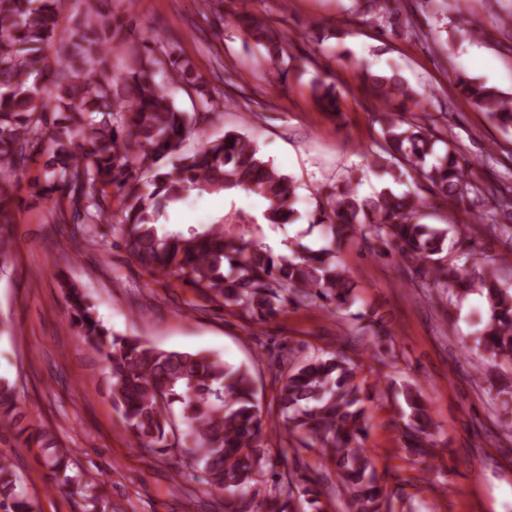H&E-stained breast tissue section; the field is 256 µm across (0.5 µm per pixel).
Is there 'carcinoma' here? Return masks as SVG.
<instances>
[{
  "mask_svg": "<svg viewBox=\"0 0 512 512\" xmlns=\"http://www.w3.org/2000/svg\"><path fill=\"white\" fill-rule=\"evenodd\" d=\"M63 0H0V272L12 257L16 173L35 156H47L44 179L28 185L31 195L52 200L59 235L74 249L98 244L97 228L108 223L128 254L148 273L171 274L203 299L257 322L286 306L319 302L331 315L357 302L355 285L339 257L341 247L373 242L375 254L394 263L397 275L429 302L446 311L462 294L477 292L488 317L476 331L474 349L489 355L505 371L496 388L500 405L512 410V266L477 250L482 238L512 237V187L486 185L479 175L483 160H470L440 138L430 118L384 112L383 153H372L370 168L403 184L406 173L427 181L433 192L463 205L472 214L461 224L439 228L420 222L425 200L407 189L384 186L373 197L358 193L348 176L321 192L325 244H298L275 254L260 246L224 240V223L188 233L161 232L158 219L169 202L192 190L224 192L241 188L265 202L264 224H291L299 213L294 181L266 159L253 137L227 131L206 137L199 150L181 154L185 138L204 120L176 107L169 85L195 90L201 108L214 114L223 100L192 63L174 54L157 35L144 40L135 64L109 73L105 62L116 46L105 37L110 15L88 5L82 20L57 41ZM366 13L378 23L399 22V0H366ZM235 26L264 50L260 66L271 85L292 71L290 40L245 8ZM379 102L412 101L416 89L393 69L361 73ZM455 88L512 133V94L464 74L453 75ZM321 111L341 115V94L326 78L311 81ZM124 199L118 223H112L109 192ZM71 324L78 339L108 363L112 406L128 432L146 450L175 449L186 462L202 467L210 489L222 493L230 512H320L309 485L294 480L285 452L264 443L263 408L252 371L227 366L206 353L170 351L137 336H117L99 319L95 304L79 287L63 283ZM352 337L341 348L305 355L303 348L281 344L266 350L276 386V418L297 437L293 451L313 449L336 469V491L354 512H390L391 503L365 447L367 399L358 379L360 364L350 355ZM403 441L407 450L434 455L431 416L421 383L402 385ZM180 416H175L174 405ZM15 388L0 378V432L14 421ZM35 440L52 476L68 474L71 451L51 435ZM273 477L267 498L255 502L249 491ZM0 512H33L17 489L13 463L0 455Z\"/></svg>",
  "mask_w": 512,
  "mask_h": 512,
  "instance_id": "1",
  "label": "carcinoma"
}]
</instances>
